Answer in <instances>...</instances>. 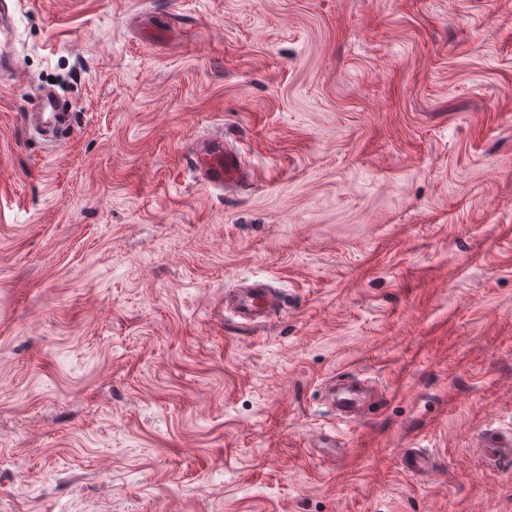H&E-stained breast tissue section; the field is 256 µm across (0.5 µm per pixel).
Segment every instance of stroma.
Instances as JSON below:
<instances>
[{
    "label": "stroma",
    "instance_id": "obj_1",
    "mask_svg": "<svg viewBox=\"0 0 512 512\" xmlns=\"http://www.w3.org/2000/svg\"><path fill=\"white\" fill-rule=\"evenodd\" d=\"M12 40L0 512H512L474 448L512 427V0H16ZM212 130L245 186L197 179ZM36 112H30V126L38 125L45 132L44 136L53 137L52 131L55 128L69 126V112L64 108V102H61L53 93L47 92L39 96L36 102ZM274 292L275 289L267 284L254 283L227 295L224 303L245 324L257 325L276 316L278 307ZM325 389L336 416L346 422L356 419L375 395L367 379L351 378L345 374L335 375ZM401 465L411 473L426 474L431 466L423 452L416 448H401L398 454Z\"/></svg>",
    "mask_w": 512,
    "mask_h": 512
}]
</instances>
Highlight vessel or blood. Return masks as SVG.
<instances>
[{
    "label": "vessel or blood",
    "mask_w": 512,
    "mask_h": 512,
    "mask_svg": "<svg viewBox=\"0 0 512 512\" xmlns=\"http://www.w3.org/2000/svg\"><path fill=\"white\" fill-rule=\"evenodd\" d=\"M32 117L35 125L45 133L55 128L68 127L69 114L53 93L41 94ZM194 167L206 186L223 189L247 182L249 172L240 156L227 149L223 136L198 139L195 148ZM236 316L244 323L257 325L268 322L276 314V297L273 288L254 283L238 289L224 299ZM326 393L339 419L349 422L358 417L375 395L368 380L337 375L326 385ZM487 467L494 468L512 461V430L504 432L487 429L478 435L475 443ZM401 465L409 472L426 474L430 463L423 452L416 448L400 449Z\"/></svg>",
    "instance_id": "vessel-or-blood-1"
}]
</instances>
